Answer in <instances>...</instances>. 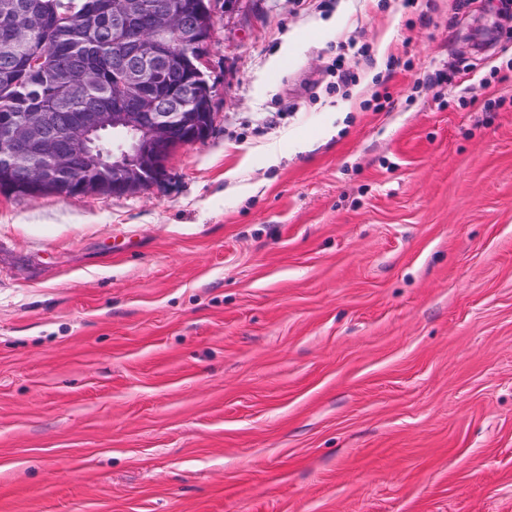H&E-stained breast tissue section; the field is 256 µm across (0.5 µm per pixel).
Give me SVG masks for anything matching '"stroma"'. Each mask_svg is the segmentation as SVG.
<instances>
[{"label":"stroma","instance_id":"35a3bbf8","mask_svg":"<svg viewBox=\"0 0 512 512\" xmlns=\"http://www.w3.org/2000/svg\"><path fill=\"white\" fill-rule=\"evenodd\" d=\"M494 8L218 0L162 181L0 193V512H512Z\"/></svg>","mask_w":512,"mask_h":512}]
</instances>
